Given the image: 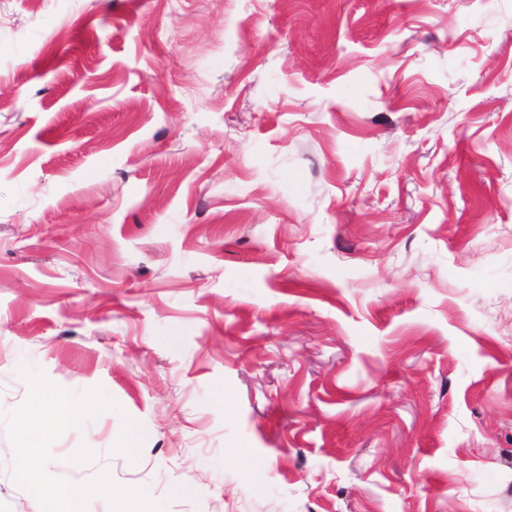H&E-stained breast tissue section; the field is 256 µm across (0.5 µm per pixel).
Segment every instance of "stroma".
Listing matches in <instances>:
<instances>
[{"label":"stroma","mask_w":512,"mask_h":512,"mask_svg":"<svg viewBox=\"0 0 512 512\" xmlns=\"http://www.w3.org/2000/svg\"><path fill=\"white\" fill-rule=\"evenodd\" d=\"M24 365L162 512H512V0H0Z\"/></svg>","instance_id":"35a3bbf8"}]
</instances>
